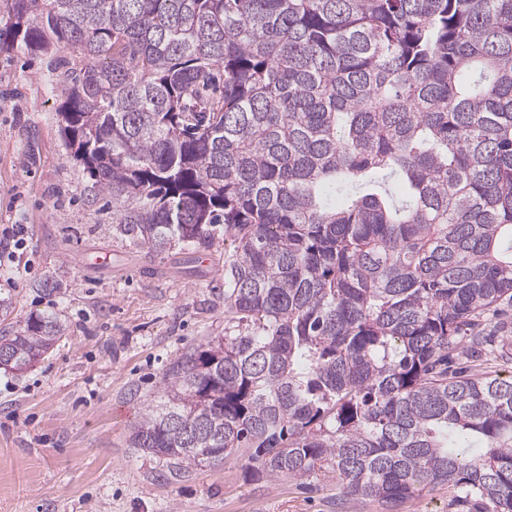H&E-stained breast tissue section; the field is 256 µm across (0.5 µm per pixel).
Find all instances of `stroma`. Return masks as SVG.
Masks as SVG:
<instances>
[{
  "instance_id": "obj_1",
  "label": "stroma",
  "mask_w": 512,
  "mask_h": 512,
  "mask_svg": "<svg viewBox=\"0 0 512 512\" xmlns=\"http://www.w3.org/2000/svg\"><path fill=\"white\" fill-rule=\"evenodd\" d=\"M72 48L0 50V231L18 229L20 263L0 257L11 313L58 315L66 332L24 373L0 369V512H387L336 502V476L306 491L256 482L237 454L172 477L129 437L170 359L223 335L224 244L196 263L147 254L112 235V209L62 136L56 108ZM58 281L61 291L42 292Z\"/></svg>"
}]
</instances>
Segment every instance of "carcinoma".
<instances>
[{"label": "carcinoma", "instance_id": "1", "mask_svg": "<svg viewBox=\"0 0 512 512\" xmlns=\"http://www.w3.org/2000/svg\"><path fill=\"white\" fill-rule=\"evenodd\" d=\"M0 1V47L81 51L58 118L112 236L224 239L237 333L170 360L130 447L512 512V377L448 369L512 360L474 331L512 302V0ZM63 332L1 333L0 368Z\"/></svg>", "mask_w": 512, "mask_h": 512}]
</instances>
